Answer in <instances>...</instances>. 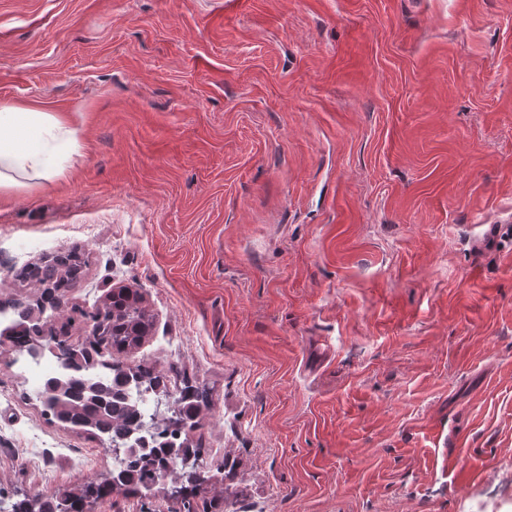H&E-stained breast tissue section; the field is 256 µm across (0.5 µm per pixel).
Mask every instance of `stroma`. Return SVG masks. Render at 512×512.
<instances>
[{
  "mask_svg": "<svg viewBox=\"0 0 512 512\" xmlns=\"http://www.w3.org/2000/svg\"><path fill=\"white\" fill-rule=\"evenodd\" d=\"M246 2L0 0V106L76 130L0 188V295L80 251L79 345L138 289L118 359L208 392L237 512H512V0ZM16 359L0 496L110 473Z\"/></svg>",
  "mask_w": 512,
  "mask_h": 512,
  "instance_id": "obj_1",
  "label": "stroma"
}]
</instances>
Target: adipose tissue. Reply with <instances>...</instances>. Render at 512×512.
I'll return each mask as SVG.
<instances>
[{
    "mask_svg": "<svg viewBox=\"0 0 512 512\" xmlns=\"http://www.w3.org/2000/svg\"><path fill=\"white\" fill-rule=\"evenodd\" d=\"M46 134L65 139L72 131L45 112L0 108V187L12 184V171L46 169L41 149Z\"/></svg>",
    "mask_w": 512,
    "mask_h": 512,
    "instance_id": "adipose-tissue-1",
    "label": "adipose tissue"
}]
</instances>
